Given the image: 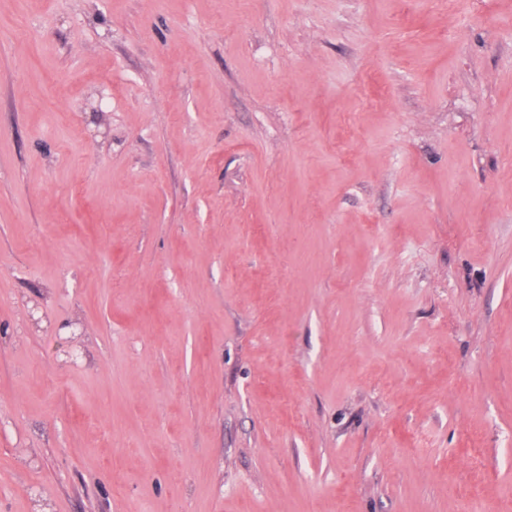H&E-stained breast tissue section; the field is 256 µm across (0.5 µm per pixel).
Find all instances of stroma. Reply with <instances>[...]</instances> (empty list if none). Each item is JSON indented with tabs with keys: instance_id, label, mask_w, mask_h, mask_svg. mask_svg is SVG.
<instances>
[{
	"instance_id": "stroma-1",
	"label": "stroma",
	"mask_w": 512,
	"mask_h": 512,
	"mask_svg": "<svg viewBox=\"0 0 512 512\" xmlns=\"http://www.w3.org/2000/svg\"><path fill=\"white\" fill-rule=\"evenodd\" d=\"M512 512V0H0V512Z\"/></svg>"
}]
</instances>
